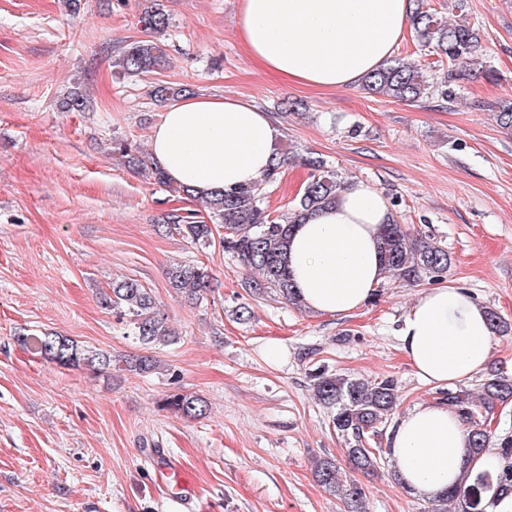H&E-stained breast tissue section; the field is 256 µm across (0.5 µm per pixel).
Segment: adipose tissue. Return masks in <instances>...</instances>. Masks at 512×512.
I'll use <instances>...</instances> for the list:
<instances>
[{
  "label": "adipose tissue",
  "instance_id": "obj_1",
  "mask_svg": "<svg viewBox=\"0 0 512 512\" xmlns=\"http://www.w3.org/2000/svg\"><path fill=\"white\" fill-rule=\"evenodd\" d=\"M409 7V0H241L237 34L251 57L285 79L343 89L392 60ZM277 136L270 115L246 98L189 96L161 113L151 152L171 181L205 196L260 180ZM390 218L383 195L354 180L336 205L294 227L288 271L308 310L343 316L369 301L385 277L379 227ZM492 336L486 308L448 285L419 293L400 328L409 365L435 386L478 375L492 356ZM390 446L403 486L426 499L500 465L490 448L469 456L464 425L440 403L400 415Z\"/></svg>",
  "mask_w": 512,
  "mask_h": 512
}]
</instances>
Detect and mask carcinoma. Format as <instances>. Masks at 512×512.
Here are the masks:
<instances>
[{
    "label": "carcinoma",
    "mask_w": 512,
    "mask_h": 512,
    "mask_svg": "<svg viewBox=\"0 0 512 512\" xmlns=\"http://www.w3.org/2000/svg\"><path fill=\"white\" fill-rule=\"evenodd\" d=\"M139 17L147 38L130 43L116 61L123 73H140L162 62L164 51L157 36L170 25L169 15L161 0H149ZM407 22L415 39L423 47L432 49L447 60L448 71L440 80L403 60L367 74L363 87L371 93L385 95L402 103H414L438 94L450 96L455 81L462 75L480 74L479 33L470 25L433 13L424 7L423 0H414ZM184 88L159 84L154 88V99L164 104L183 96ZM288 157L274 151L271 168L254 186L222 190L205 197V210L185 220L173 214L168 223L197 248H207L215 242L214 230L224 229L220 246L228 255L244 266L258 272V276L245 282V288L261 295L277 293L288 304L298 308L301 300L287 271V251L291 227L305 217L336 203L344 181L321 157L308 152L301 156L308 169V178L293 207L275 215L265 205L267 188L276 183ZM380 253L385 269L395 280L414 284L425 279L437 281L448 272V251L440 247L430 235L418 233L406 225L392 221L381 226ZM166 275L172 288L188 299L198 301L212 288V274L201 263H176ZM99 303L127 316L138 341L151 347L158 343L170 344L176 335L161 315L156 297L139 281L131 278L112 282L109 290L99 292ZM16 342L61 368H75L92 375L114 370L148 374L158 368V361L150 354L114 357L107 351L84 349L69 336L58 332L39 335L20 333ZM311 388L317 402L330 411L336 432L346 438L345 457L351 469L365 475L380 470L388 448L373 446L382 435L396 406V386L385 378L369 382L359 378L329 374L321 368L310 373ZM442 401L464 422L468 447L475 453L491 446L499 448L500 468L492 473L476 474L465 488H452L432 500L427 512H446L448 502L462 505V512H485L487 493L512 494V435L493 437L490 425L498 406L512 402V375L495 371L482 384V397L474 401L464 390H450ZM164 410L183 418H197L205 414V402L198 396L171 393L162 399ZM316 481L340 499L344 512H366L365 493L355 481H342L338 477L335 460L319 458L314 465Z\"/></svg>",
    "instance_id": "cac0c4a2"
}]
</instances>
